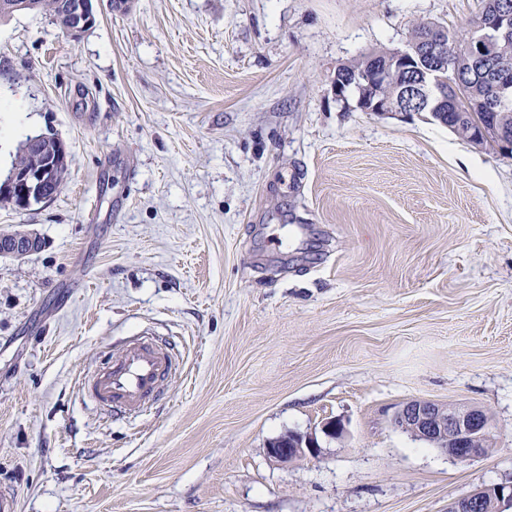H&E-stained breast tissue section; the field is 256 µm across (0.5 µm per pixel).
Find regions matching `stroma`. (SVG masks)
Wrapping results in <instances>:
<instances>
[{
	"label": "stroma",
	"mask_w": 512,
	"mask_h": 512,
	"mask_svg": "<svg viewBox=\"0 0 512 512\" xmlns=\"http://www.w3.org/2000/svg\"><path fill=\"white\" fill-rule=\"evenodd\" d=\"M478 4L94 0L76 39L0 20V184L27 138L69 156L49 202L0 199V232L42 242L0 257L17 512H448L512 483V155L332 91ZM139 334L179 366L114 418L79 382ZM413 399L483 408L490 449L461 463L395 428ZM290 430L319 455L270 460Z\"/></svg>",
	"instance_id": "stroma-1"
}]
</instances>
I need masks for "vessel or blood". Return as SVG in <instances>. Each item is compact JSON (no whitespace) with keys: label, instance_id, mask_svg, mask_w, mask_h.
<instances>
[{"label":"vessel or blood","instance_id":"obj_1","mask_svg":"<svg viewBox=\"0 0 512 512\" xmlns=\"http://www.w3.org/2000/svg\"><path fill=\"white\" fill-rule=\"evenodd\" d=\"M177 362L169 347L147 336L130 341L98 371L84 377L85 395L105 413L136 412L162 393Z\"/></svg>","mask_w":512,"mask_h":512}]
</instances>
